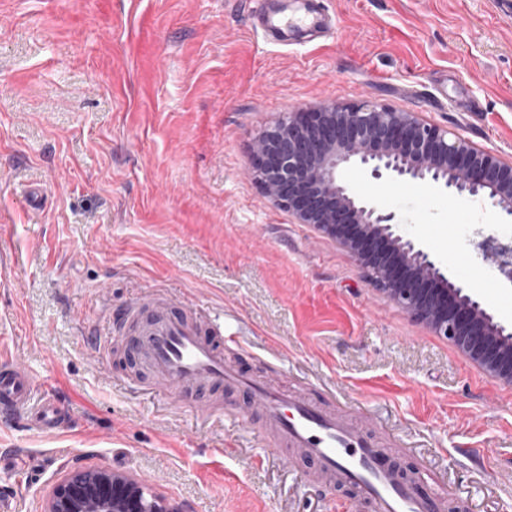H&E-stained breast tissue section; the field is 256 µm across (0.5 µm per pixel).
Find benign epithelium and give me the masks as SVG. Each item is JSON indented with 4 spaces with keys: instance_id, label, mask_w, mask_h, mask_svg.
<instances>
[{
    "instance_id": "7a95c632",
    "label": "benign epithelium",
    "mask_w": 512,
    "mask_h": 512,
    "mask_svg": "<svg viewBox=\"0 0 512 512\" xmlns=\"http://www.w3.org/2000/svg\"><path fill=\"white\" fill-rule=\"evenodd\" d=\"M355 163L376 180L421 182L459 197L487 198L512 218V161L411 112L367 101L289 112L252 149L255 179L275 205L335 240L392 303L511 387L512 325L497 320L467 285L449 278L404 238L393 212L339 179ZM477 247L494 252L512 279L511 242L490 236ZM142 488L117 474L77 469L55 487L47 512H177L159 497L146 503Z\"/></svg>"
}]
</instances>
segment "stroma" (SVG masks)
I'll use <instances>...</instances> for the list:
<instances>
[{
	"label": "stroma",
	"instance_id": "obj_1",
	"mask_svg": "<svg viewBox=\"0 0 512 512\" xmlns=\"http://www.w3.org/2000/svg\"><path fill=\"white\" fill-rule=\"evenodd\" d=\"M333 36L266 42L253 0H0V350L64 407L45 435L0 422V501L45 512L75 467L134 477L188 512H336L258 435L199 396L172 404L128 361L112 306L148 288L229 323L253 351L369 417L425 495L512 512V387L372 286L354 259L275 206L255 138L288 112L370 101L512 160V22L496 0H324ZM342 178L395 215L450 278L512 324V280L477 250L507 225L481 198ZM45 194L31 205L30 187ZM110 347L95 356L92 341Z\"/></svg>",
	"mask_w": 512,
	"mask_h": 512
}]
</instances>
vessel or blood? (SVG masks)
Segmentation results:
<instances>
[{"mask_svg":"<svg viewBox=\"0 0 512 512\" xmlns=\"http://www.w3.org/2000/svg\"><path fill=\"white\" fill-rule=\"evenodd\" d=\"M256 18L264 38L284 43L290 31L329 32L332 17L315 8L314 0H275ZM139 327L130 344L153 376L176 403H184L189 389L205 387L213 398L207 413L224 408L225 388L249 391L255 410L237 414L238 423L265 439L271 454L292 464L294 456L317 461L306 480L314 486L346 482L371 500L376 512H446L445 497H422L404 482L389 462V441L369 435L354 422L351 411L315 400L305 389L291 392L275 380L259 381L226 361L225 352L246 354L234 333L201 319L190 306L173 312L166 296L150 289L112 316L114 335L126 334L131 322ZM36 385L25 365L15 357L0 359V418L22 420L26 426L50 433L64 424L62 409L50 398H36Z\"/></svg>","mask_w":512,"mask_h":512,"instance_id":"vessel-or-blood-1","label":"vessel or blood"}]
</instances>
